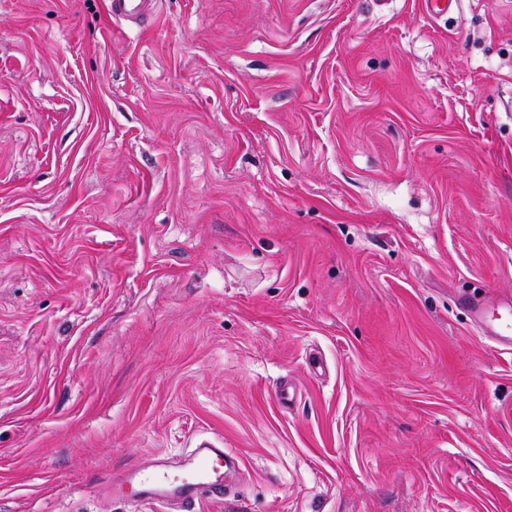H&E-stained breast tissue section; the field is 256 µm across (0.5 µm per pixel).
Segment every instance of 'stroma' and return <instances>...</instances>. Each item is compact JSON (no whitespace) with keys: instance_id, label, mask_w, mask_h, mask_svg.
I'll return each instance as SVG.
<instances>
[{"instance_id":"stroma-1","label":"stroma","mask_w":512,"mask_h":512,"mask_svg":"<svg viewBox=\"0 0 512 512\" xmlns=\"http://www.w3.org/2000/svg\"><path fill=\"white\" fill-rule=\"evenodd\" d=\"M512 0H0V512L208 437L198 512H512ZM290 382V402L275 388ZM158 0H108L112 18L119 22L141 24L157 15ZM462 301L470 309L474 322L493 341L496 349L511 353L512 301H490L475 296L464 297Z\"/></svg>"}]
</instances>
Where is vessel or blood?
I'll return each instance as SVG.
<instances>
[{"label":"vessel or blood","instance_id":"b4317fda","mask_svg":"<svg viewBox=\"0 0 512 512\" xmlns=\"http://www.w3.org/2000/svg\"><path fill=\"white\" fill-rule=\"evenodd\" d=\"M158 0H108L109 12L119 22L141 24L157 15ZM474 322L493 341L497 350L512 351V301L500 302L469 296L464 298ZM224 449L210 440L196 442L189 463L175 473L164 463L145 470L134 465L113 476L105 490L116 498L135 495L136 499L175 506L189 512L204 499L220 500L225 495Z\"/></svg>","mask_w":512,"mask_h":512}]
</instances>
